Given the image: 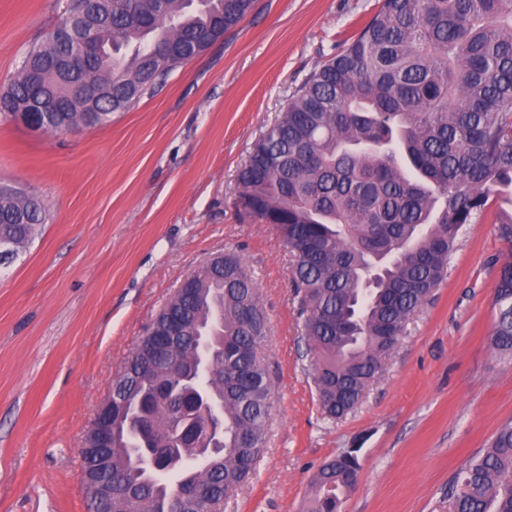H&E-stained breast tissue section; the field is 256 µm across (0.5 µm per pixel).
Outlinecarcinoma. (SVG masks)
Listing matches in <instances>:
<instances>
[{
    "instance_id": "obj_1",
    "label": "carcinoma",
    "mask_w": 512,
    "mask_h": 512,
    "mask_svg": "<svg viewBox=\"0 0 512 512\" xmlns=\"http://www.w3.org/2000/svg\"><path fill=\"white\" fill-rule=\"evenodd\" d=\"M256 0H55L59 22L29 48L0 119L36 103L42 131L97 127L154 95L185 62L224 38ZM240 212L275 227L293 257L302 335L324 417L340 419L383 371L407 321L448 272L458 241L508 193L498 231L512 241V0H382L253 144L238 176ZM37 196L0 186V242L27 252L41 233ZM124 363L120 397L140 407L170 484L147 471L112 419V505L95 512H210L245 482L266 444L273 382L262 354L260 294L244 260L204 262L184 278ZM494 349L512 354V262L496 279ZM172 351L149 342L171 333ZM209 344L207 423L182 432L173 396L194 387ZM358 449L325 461L308 512H339ZM452 512H512V420L459 473Z\"/></svg>"
}]
</instances>
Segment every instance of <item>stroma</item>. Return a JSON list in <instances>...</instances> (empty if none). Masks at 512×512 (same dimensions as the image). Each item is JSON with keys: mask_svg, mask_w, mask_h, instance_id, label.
Instances as JSON below:
<instances>
[{"mask_svg": "<svg viewBox=\"0 0 512 512\" xmlns=\"http://www.w3.org/2000/svg\"><path fill=\"white\" fill-rule=\"evenodd\" d=\"M378 0H259L154 97L104 126L47 134L0 121V182L47 221L0 269V512H87L80 450L112 378L183 278L239 254L268 322L274 397L254 474L224 512H305L322 462L357 449L341 512H450L456 475L512 419V359L490 344L507 253L495 210L470 225L448 276L408 322L346 418H324L272 225L242 218L252 143ZM54 0H0V87L57 22Z\"/></svg>", "mask_w": 512, "mask_h": 512, "instance_id": "stroma-1", "label": "stroma"}]
</instances>
